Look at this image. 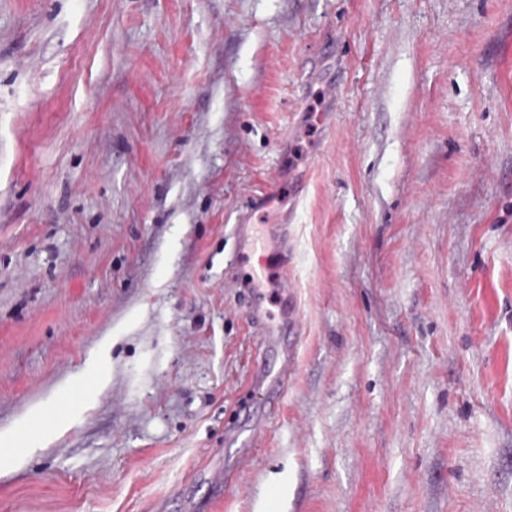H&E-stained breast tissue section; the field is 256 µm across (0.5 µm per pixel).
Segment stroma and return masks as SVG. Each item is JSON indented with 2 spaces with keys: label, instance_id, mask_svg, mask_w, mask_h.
<instances>
[{
  "label": "stroma",
  "instance_id": "stroma-1",
  "mask_svg": "<svg viewBox=\"0 0 512 512\" xmlns=\"http://www.w3.org/2000/svg\"><path fill=\"white\" fill-rule=\"evenodd\" d=\"M67 393L0 512H512V0H0V431ZM236 235L252 252H262L259 267L252 273L253 280H264L268 284L274 281L277 295L280 299L288 300V288H292L288 280V227L277 231L271 225L263 236L254 224H236ZM271 237L277 242V249L273 253H269L268 246ZM272 304L264 289L255 288L250 297V320L256 335H261L267 340L276 332L277 325L273 323V315L268 305ZM293 360L292 353L285 354L272 378L261 367L255 371L253 375L254 382L261 387H265L266 394L271 400L278 401L284 396L288 386V377L292 375L294 368Z\"/></svg>",
  "mask_w": 512,
  "mask_h": 512
}]
</instances>
